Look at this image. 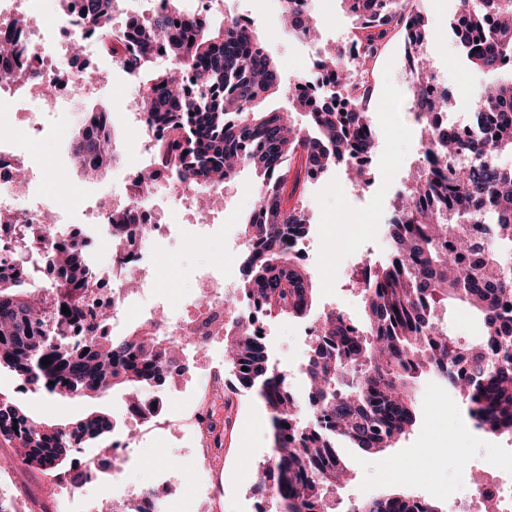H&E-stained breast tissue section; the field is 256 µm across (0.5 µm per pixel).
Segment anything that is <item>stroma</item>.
Here are the masks:
<instances>
[{
  "instance_id": "stroma-1",
  "label": "stroma",
  "mask_w": 512,
  "mask_h": 512,
  "mask_svg": "<svg viewBox=\"0 0 512 512\" xmlns=\"http://www.w3.org/2000/svg\"><path fill=\"white\" fill-rule=\"evenodd\" d=\"M459 0H420V10L428 20L424 57L427 64L440 69L445 79L444 92L451 112L464 116L472 112V89L485 85L487 78L472 67L458 52L453 41L452 25L457 18ZM213 24L225 16L245 15L263 43L267 53L278 63H286L295 55L297 46L280 31V13L271 5L258 6L254 0H215ZM140 84L121 76H109L97 89L76 90L74 105L66 120L70 134L80 130L79 114L87 108L123 112L128 98L136 96ZM405 115L385 110L372 114L377 129V144L368 161L374 176L370 186H356L339 173H331L320 185L302 189L311 223H325L324 236L313 237L306 254V264L316 288L312 316L336 307L352 318L363 316L362 300L349 279L334 280L335 266L351 265L355 260L345 248H331L333 226L346 209L357 208L364 218L365 232L359 241L360 252L381 261L391 250L389 224L393 217L392 201L402 185L390 168L400 164L410 169L416 164V145L404 127ZM69 136L51 133L39 142L37 150L48 173L65 171L67 187L72 193L84 189V176L69 153ZM258 189L254 174L240 173L228 183L224 196L229 208L224 217V232L211 236L193 249L172 245L164 253V272L183 267L211 264L224 253L225 243L241 237V220L255 202ZM299 323L283 319L271 325L266 341L270 356L278 370L289 364L308 360L309 344L298 336ZM419 414L411 433L395 447L381 454H368L356 448L343 447L341 456L354 478L337 493L339 512H348L352 504L391 493H404L425 498L436 504L440 512H454L453 500L469 498L475 489L471 480L484 460L497 455L499 446L477 431L467 409L448 389L446 383L432 374L419 376L414 384ZM225 397L231 405L221 414L224 426V508L223 512H250L255 502L270 503V496H259L254 490L255 472L265 455L270 454L273 440L269 415L263 402L251 391L227 387ZM21 406L34 417L48 421H66L94 410H111L119 405V395L101 399L56 397L40 392L20 394ZM100 445L89 448L90 462L98 468L97 478L79 488L88 512H99L103 495L117 491L138 492L150 487L159 476L172 482L169 512H195L191 491L199 474L190 464L194 448L188 437L161 436L134 449L133 461L120 473H113L99 456ZM0 447V496L10 499L15 512H28L38 504V488L42 474L35 469L2 466L10 456Z\"/></svg>"
}]
</instances>
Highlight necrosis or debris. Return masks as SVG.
<instances>
[{
	"label": "necrosis or debris",
	"mask_w": 512,
	"mask_h": 512,
	"mask_svg": "<svg viewBox=\"0 0 512 512\" xmlns=\"http://www.w3.org/2000/svg\"><path fill=\"white\" fill-rule=\"evenodd\" d=\"M40 0H0V39L22 36L26 50L15 61L17 80L0 83V121L13 119L27 128V140L0 132V275L15 276L17 258L23 242L33 234L57 232L60 242H71L70 233L60 231V219L80 210L84 223L96 227L94 236L84 237L93 245V255L112 282L111 289L99 290L91 305L93 311H108L112 320L104 325L105 334L120 336L129 329L155 318L159 310H168L162 326L181 349L191 350L187 364L199 369L200 381L190 390V399L179 413L168 410L165 395L147 397L155 405L154 413L123 407L112 429V469L121 471L130 461L129 451L145 435L179 426L193 442L192 464L201 478L193 495L201 512H218L224 498L223 470L213 448L205 438V414L224 409V370L208 360L207 351L224 344L220 333H206L204 323L223 318L224 295L230 283L224 262L191 273L194 288L188 294L159 296L155 293L156 269L165 243L186 237L197 240L215 232L210 212H202L205 228L188 229L186 217L194 209L193 193L170 184L167 199H158L153 186L138 184L142 169L156 168L155 149L166 137L164 128L147 121L143 112L126 115L128 142L118 150L115 168L124 175L125 194L115 201L104 199L86 205L74 196L63 198L53 179L45 177L33 148L49 128L48 119L66 101L67 90L84 84V70L63 72L61 64L71 59L73 42L93 46L83 30L71 19L79 0H63L51 23L38 20ZM27 17L24 28H17L18 17ZM340 60L351 70L353 84L347 96L356 100L360 110L374 112L386 105L376 89L375 68L378 60H387L404 76H411L413 62L408 55H386L384 48L366 53L358 29L348 28L340 37ZM482 481L472 503H462L458 512H512V452L502 451L482 469Z\"/></svg>",
	"instance_id": "obj_1"
}]
</instances>
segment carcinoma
<instances>
[{
    "instance_id": "obj_1",
    "label": "carcinoma",
    "mask_w": 512,
    "mask_h": 512,
    "mask_svg": "<svg viewBox=\"0 0 512 512\" xmlns=\"http://www.w3.org/2000/svg\"><path fill=\"white\" fill-rule=\"evenodd\" d=\"M116 0H83L84 30L102 48L118 53L124 67L147 73L146 92L137 108L162 124L167 140L156 162L170 179L193 187L219 186L242 170L259 183L256 207L261 220L242 223L246 248L241 292L269 312L302 319L314 300L308 268L292 260L285 235L306 233L309 220L299 185L314 173L340 165L349 154L372 153L370 115L351 99L340 112L304 92H288L289 111H264L260 105L282 92L279 64L266 52L255 31L227 16L213 29L194 23L175 25L165 13L133 19L115 27ZM356 18L367 14L361 38L369 50L397 22V0H341ZM466 16L453 28L466 59L490 78L474 95V135L461 139L433 115L448 109L445 98L423 102L429 116L419 128L421 147L456 165L433 173L418 164L405 179L389 225L391 257L365 276L359 294L365 317L360 328L331 309L320 319L306 372L308 402L288 392L269 366L265 343L252 335L236 299L224 301V358L235 383L253 389L270 414L276 456L258 469L257 488L269 489L277 512H336L332 495L351 473L338 448L351 444L381 454L410 434L417 421L411 381L422 374L443 379L459 395L476 427L512 432V167L498 156L512 152V75L505 78L501 59L512 55V0H463ZM283 29H300L315 41L310 16L282 8ZM427 24L417 15L405 31L409 43L423 46ZM163 49L172 64H151ZM23 43L0 41V82L17 78L13 61ZM323 66L345 90L351 72L333 51ZM194 74L187 91L175 69ZM297 114L305 121L292 118ZM115 128L100 112L70 144L85 172L112 165ZM43 256L58 267L56 309L60 319L24 280L0 277V369L12 372L32 392L61 397L102 398L117 389L137 406L142 391L176 373L173 345L151 329L123 336H84L77 342L65 325L84 315L86 297L100 288L83 247L61 244L52 234L40 238ZM455 305L470 310L482 333L473 341L448 333L439 312ZM87 354H82V351ZM50 364H41L42 359ZM112 415L92 410L73 421L50 424L28 414L16 399L0 392V445L13 449L9 466L35 468L57 484L80 486L91 478L75 466L77 448L106 443ZM361 512H439L419 497L371 498Z\"/></svg>"
}]
</instances>
